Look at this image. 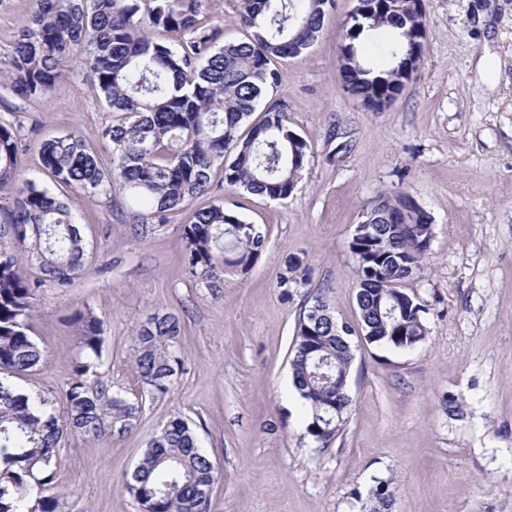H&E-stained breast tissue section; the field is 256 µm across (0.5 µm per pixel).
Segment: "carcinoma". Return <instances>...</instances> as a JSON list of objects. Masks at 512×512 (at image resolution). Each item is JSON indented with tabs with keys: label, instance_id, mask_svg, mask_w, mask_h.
I'll list each match as a JSON object with an SVG mask.
<instances>
[{
	"label": "carcinoma",
	"instance_id": "obj_1",
	"mask_svg": "<svg viewBox=\"0 0 512 512\" xmlns=\"http://www.w3.org/2000/svg\"><path fill=\"white\" fill-rule=\"evenodd\" d=\"M31 25L13 48L11 70L0 86L25 99L55 90L65 81V63L79 51L86 60L85 84L105 101L115 119L102 131L112 149V166L69 133L45 139L40 160L59 191L54 195L21 175L20 129L0 121V374L23 378L43 355L34 342L32 321L37 288L17 262L25 247L49 281L72 286L88 268L86 245L73 221L81 194L110 193L116 186L141 207L137 219L159 224L167 213L203 197L211 175L223 173L225 186L253 195L286 199L297 187L310 144L272 105L247 133L242 122L275 84L277 59L295 58L318 39L335 0H243L242 41H221L223 19L206 0H37ZM367 17L341 25L339 54L343 90L376 110L405 92L402 66L421 57L414 32L424 29L416 0H373ZM390 34L388 63L376 67L363 49ZM401 196L381 193L374 208L370 241L349 243L357 261L359 320L373 343L396 349L421 343L428 329L422 315L389 308L408 296L399 283L419 269L433 236L421 217L393 222ZM184 262L194 280L210 287L227 273L250 271L265 247L260 228L224 202L195 211L183 226ZM363 249H358V246ZM298 261L288 259L278 281L281 295L297 284ZM323 294L297 322L290 360L293 387L308 412L305 431L321 447L330 445L346 423L352 400L337 389L336 373L351 369L354 353L337 335ZM79 356L61 407L41 391L22 390L0 380V512H62L54 492L58 446L64 434H96L105 425L126 427L139 403L104 387L92 388L88 375L100 356L102 323L92 310L70 318ZM181 326L172 313L157 314L136 336V363L144 382L164 394L182 368L176 349ZM217 475L199 447L189 419L170 417L149 440L143 458L126 482L142 512H208ZM389 485L372 492L370 512L392 503Z\"/></svg>",
	"mask_w": 512,
	"mask_h": 512
}]
</instances>
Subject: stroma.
Returning a JSON list of instances; mask_svg holds the SVG:
<instances>
[{"label": "stroma", "mask_w": 512, "mask_h": 512, "mask_svg": "<svg viewBox=\"0 0 512 512\" xmlns=\"http://www.w3.org/2000/svg\"><path fill=\"white\" fill-rule=\"evenodd\" d=\"M36 6L0 0V69L9 70ZM352 6L336 0L318 41L276 63L277 84L257 105L279 104L311 146L293 194L232 192L216 177L201 199L224 201L265 233L248 274L197 284L183 260L189 212L144 227L118 191L76 201L91 262L71 287L45 282L38 262L18 251L40 284L33 338L45 354L21 387L66 388L78 356L70 318L87 307L103 324L89 385L141 407L126 429L62 438L63 512H141L125 483L176 413L194 423L217 472L208 512H367L381 481L395 494L391 512H512V0H425L419 68L380 112L341 87L338 28ZM67 68L61 89L0 98V119L21 129L24 179L46 188L48 136L79 133L112 158L102 136L112 114L83 83V55ZM382 192L408 193L432 220L428 258L402 284L425 308L429 333L411 350L352 336V408L321 448L305 434L291 383L294 331L317 292L338 319L355 322L349 241ZM291 257L301 261L300 281L286 299L277 283ZM165 312L182 320L184 366L156 395L138 372L135 338Z\"/></svg>", "instance_id": "35a3bbf8"}]
</instances>
